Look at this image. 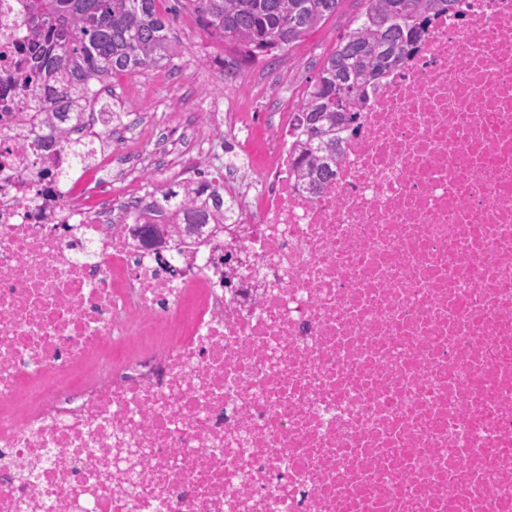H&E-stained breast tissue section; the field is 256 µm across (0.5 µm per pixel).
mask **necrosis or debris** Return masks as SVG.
<instances>
[{"label": "necrosis or debris", "instance_id": "necrosis-or-debris-1", "mask_svg": "<svg viewBox=\"0 0 512 512\" xmlns=\"http://www.w3.org/2000/svg\"><path fill=\"white\" fill-rule=\"evenodd\" d=\"M0 0V512H512V0L431 17L317 192L284 115L140 245L33 124Z\"/></svg>", "mask_w": 512, "mask_h": 512}]
</instances>
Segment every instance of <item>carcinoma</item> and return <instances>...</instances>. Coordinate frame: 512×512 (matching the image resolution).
Listing matches in <instances>:
<instances>
[{"mask_svg": "<svg viewBox=\"0 0 512 512\" xmlns=\"http://www.w3.org/2000/svg\"><path fill=\"white\" fill-rule=\"evenodd\" d=\"M158 0H32L27 19L34 46L26 82L59 97L57 111L30 115L63 137L85 126L80 104L96 84L120 73L163 67L173 58L170 20ZM203 30L236 48L241 60L275 56L302 41L330 16L339 0H186ZM368 6L324 60L297 112V176L310 190L336 175L339 134L370 81L401 60L431 12L458 10V0H367ZM146 210L170 224H206L210 211H229L211 179L167 187Z\"/></svg>", "mask_w": 512, "mask_h": 512, "instance_id": "cac0c4a2", "label": "carcinoma"}]
</instances>
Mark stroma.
I'll list each match as a JSON object with an SVG mask.
<instances>
[{"mask_svg": "<svg viewBox=\"0 0 512 512\" xmlns=\"http://www.w3.org/2000/svg\"><path fill=\"white\" fill-rule=\"evenodd\" d=\"M158 8L171 21L176 49L172 64L115 77L100 95L122 115V140L135 142L154 131L166 140L169 157L176 161L185 155L187 129L216 125L220 105L233 103L237 111L252 114L262 129L276 123L279 113L297 111L306 86L366 3L340 0L336 13L303 42L278 56L244 62L229 78L223 61L233 55V48L207 36L192 6L185 0H160Z\"/></svg>", "mask_w": 512, "mask_h": 512, "instance_id": "obj_1", "label": "stroma"}]
</instances>
